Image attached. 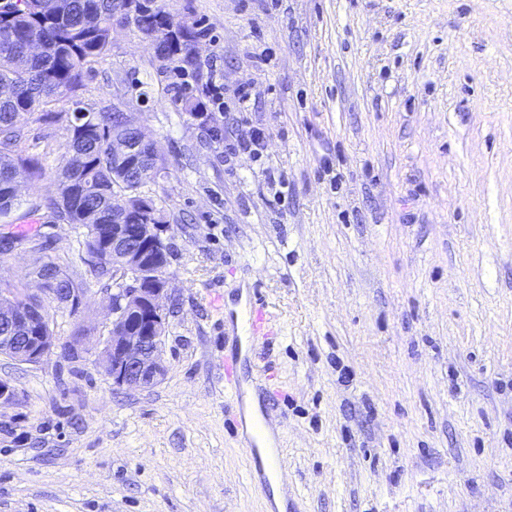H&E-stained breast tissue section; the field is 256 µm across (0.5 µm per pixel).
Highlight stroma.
I'll return each mask as SVG.
<instances>
[{"mask_svg":"<svg viewBox=\"0 0 512 512\" xmlns=\"http://www.w3.org/2000/svg\"><path fill=\"white\" fill-rule=\"evenodd\" d=\"M199 22L187 91L114 30L59 111L122 99L163 169L171 248L164 380L114 387L95 345L110 282L77 225L39 205L32 237L86 290L53 313L75 359L0 356V512H271L245 431L251 383L284 451L286 512H512V0H168ZM251 106L240 113L235 93ZM224 108L216 110L215 94ZM200 113L184 111L182 95ZM61 159L65 122L23 116ZM264 128L259 156L228 141ZM259 296L272 333L241 356L227 296Z\"/></svg>","mask_w":512,"mask_h":512,"instance_id":"obj_1","label":"stroma"}]
</instances>
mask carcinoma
<instances>
[{
	"mask_svg": "<svg viewBox=\"0 0 512 512\" xmlns=\"http://www.w3.org/2000/svg\"><path fill=\"white\" fill-rule=\"evenodd\" d=\"M152 7L137 18L142 33L163 35L159 61L184 76L197 69L193 42L197 40L188 20L170 10L167 0H150ZM115 0H64L60 9H49L45 0H0V87H16L15 95L0 94V220L24 222L39 211L23 207L11 194L9 174L27 172L39 180L46 159L25 154V134L17 125L24 112L37 121L52 123L66 118L69 132L64 162L56 168L59 196L47 204L54 218L85 228L84 246L92 253L100 246V225L112 223V207H123L137 224H166V211L142 188L155 176L138 177L128 164L140 158L153 169V146L137 147L136 130L116 112L88 115L55 111L56 105L82 86L83 76L104 61L109 50ZM131 143L134 156L120 161L112 156V138ZM43 279L45 288H79L51 257L28 273Z\"/></svg>",
	"mask_w": 512,
	"mask_h": 512,
	"instance_id": "obj_1",
	"label": "carcinoma"
}]
</instances>
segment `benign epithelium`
I'll return each mask as SVG.
<instances>
[{"mask_svg":"<svg viewBox=\"0 0 512 512\" xmlns=\"http://www.w3.org/2000/svg\"><path fill=\"white\" fill-rule=\"evenodd\" d=\"M112 234L107 237L103 254L88 257L97 270L104 257L112 255V334L99 342L100 357L112 384L119 388L148 389L160 383L166 374L163 358L167 310L163 299L169 287L171 250L161 236L159 224H124L122 216L112 212ZM84 289L72 288L62 299L52 289L28 295L18 305L9 293L0 295V319L9 322L12 335L7 340L21 342L10 350L17 362L40 365L58 355L55 337L39 331L53 307L78 311Z\"/></svg>","mask_w":512,"mask_h":512,"instance_id":"obj_1","label":"benign epithelium"}]
</instances>
